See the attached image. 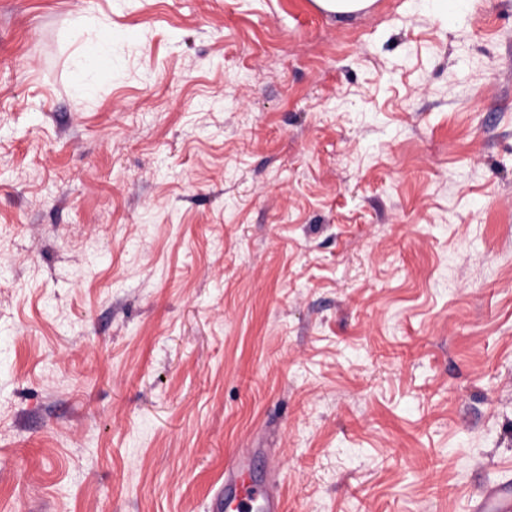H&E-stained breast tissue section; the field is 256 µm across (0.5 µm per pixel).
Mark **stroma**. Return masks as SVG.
I'll return each mask as SVG.
<instances>
[{
	"instance_id": "35a3bbf8",
	"label": "stroma",
	"mask_w": 512,
	"mask_h": 512,
	"mask_svg": "<svg viewBox=\"0 0 512 512\" xmlns=\"http://www.w3.org/2000/svg\"><path fill=\"white\" fill-rule=\"evenodd\" d=\"M238 448L283 512L512 481V0H0V512ZM110 38L105 37L96 44L90 46L84 57L87 64L96 71H102L112 66V54Z\"/></svg>"
}]
</instances>
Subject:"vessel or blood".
<instances>
[{
	"label": "vessel or blood",
	"instance_id": "b4317fda",
	"mask_svg": "<svg viewBox=\"0 0 512 512\" xmlns=\"http://www.w3.org/2000/svg\"><path fill=\"white\" fill-rule=\"evenodd\" d=\"M252 449L238 451L224 472V485L210 501V512H281V495L274 481L251 476ZM474 512H512V485L480 492Z\"/></svg>",
	"mask_w": 512,
	"mask_h": 512
}]
</instances>
